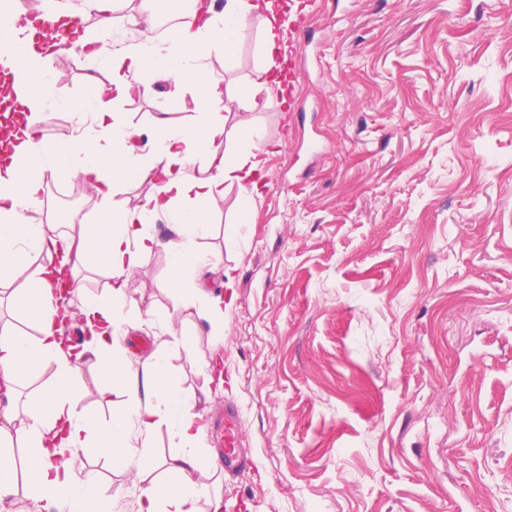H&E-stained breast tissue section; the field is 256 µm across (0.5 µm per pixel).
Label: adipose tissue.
<instances>
[{
    "instance_id": "1",
    "label": "adipose tissue",
    "mask_w": 512,
    "mask_h": 512,
    "mask_svg": "<svg viewBox=\"0 0 512 512\" xmlns=\"http://www.w3.org/2000/svg\"><path fill=\"white\" fill-rule=\"evenodd\" d=\"M278 0H197L191 19L160 46L148 40L112 48L86 34L79 43L89 59L112 72L110 85L90 80L88 92L74 115L72 134L48 142L29 126L19 136L9 159L0 161V289L8 302L31 323L27 336L11 325L0 326V500L26 485L45 512H113L111 494L96 482L80 479L61 458L68 448H90L108 457H125L137 476L153 474L152 484L138 500V512H200L205 497L194 473L209 467L201 449V429L192 405L167 368L164 350L155 351L139 367L122 356L118 343L120 313L135 309L127 275L157 246L147 223L164 218L176 238L171 255L170 300L177 312L198 308L194 283L206 263L198 238L207 228L208 208L223 200L229 187L239 189L243 202L260 192L269 151L252 145L251 122L240 112L221 110L229 92L221 76L210 71L211 54H232L250 25L261 31L262 63L251 79L255 91L271 89L275 57L285 40ZM34 20L0 0V66L23 72L15 82L18 102L31 123L42 117L52 100L58 77L45 70L35 44ZM170 82L176 96H188L195 120L175 123L165 117L149 125H129L121 113L110 111L104 97L119 101L143 89L141 73ZM137 172L151 180L153 190L143 199L117 209L112 198L121 178ZM66 177L91 183L97 200L95 215L67 229L34 224L28 210L42 206L48 180ZM40 263L30 267V256ZM107 267L113 276L109 303L84 302L82 314L91 333L82 349L65 339L59 316L57 277L63 269ZM111 352L108 383L98 385L100 396L114 391L128 395L131 408L113 416L108 425L74 413L75 398L85 391L81 365L87 356ZM55 366L52 383L27 409L18 406L24 373L43 364ZM165 423L182 450L155 462L149 437ZM26 449L23 467L8 462L13 449ZM162 477H155V470Z\"/></svg>"
}]
</instances>
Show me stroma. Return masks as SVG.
Returning a JSON list of instances; mask_svg holds the SVG:
<instances>
[{
  "label": "stroma",
  "mask_w": 512,
  "mask_h": 512,
  "mask_svg": "<svg viewBox=\"0 0 512 512\" xmlns=\"http://www.w3.org/2000/svg\"><path fill=\"white\" fill-rule=\"evenodd\" d=\"M307 12L292 104L251 90L257 27L207 60L232 90L223 108L247 112L255 145L277 144L261 197L249 207L230 188L198 240L219 263L196 284L223 298V336L203 312L173 313L162 220L121 331L164 348L199 420L237 406L254 468L195 476L223 512H512V0ZM64 64L41 122L50 142L68 137L88 76L112 79L67 50L42 62ZM114 109L134 124L190 119L160 82ZM82 374L76 412L128 411L126 396H98L101 360ZM68 461L136 512L148 484L126 460Z\"/></svg>",
  "instance_id": "obj_1"
}]
</instances>
